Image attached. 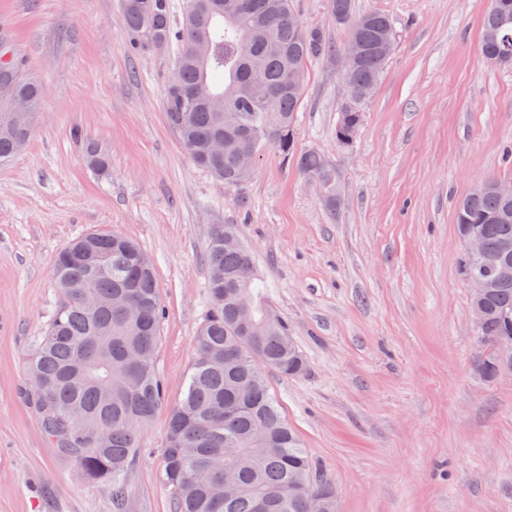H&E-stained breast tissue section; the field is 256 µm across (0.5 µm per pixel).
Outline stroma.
Returning a JSON list of instances; mask_svg holds the SVG:
<instances>
[{
	"label": "stroma",
	"instance_id": "stroma-1",
	"mask_svg": "<svg viewBox=\"0 0 512 512\" xmlns=\"http://www.w3.org/2000/svg\"><path fill=\"white\" fill-rule=\"evenodd\" d=\"M386 15L394 50L350 144L329 0H292L334 50L304 66L297 150L331 165V187L264 145L228 186L182 151L164 112L175 48L131 45L122 0H0V39L43 90L26 148L0 162V512H175L160 477L168 407L182 396L210 306L212 225L253 252L271 312L308 370L267 378L336 512H512V370L490 353L459 271L456 204L480 182H512V64L481 53L491 0H352ZM107 154V174L83 141ZM99 227L152 258L164 315L156 368L166 407L144 429L114 503L50 448L29 404L25 361L59 303L56 254ZM500 354L499 357L502 361V363L506 366H511L512 364V343H505L500 347L499 350ZM502 363L497 359L495 351L493 353H490L486 358H484L479 367L481 373L487 377V378H493L495 377L500 370L502 369L503 365Z\"/></svg>",
	"mask_w": 512,
	"mask_h": 512
}]
</instances>
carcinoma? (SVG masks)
Masks as SVG:
<instances>
[{
    "mask_svg": "<svg viewBox=\"0 0 512 512\" xmlns=\"http://www.w3.org/2000/svg\"><path fill=\"white\" fill-rule=\"evenodd\" d=\"M226 0H183L182 19L172 21L171 0H123V24L131 39L150 48L177 47L164 97L167 121L195 164L227 185L240 181V148L253 154L266 143L283 156L294 150V126L303 89L288 86V70L327 51L317 31L288 24L291 0H242L245 12L225 14ZM351 28L347 45L359 61L349 81L363 91L341 106L336 132L356 133L362 109L381 79L392 49L381 38L391 27L380 13L355 15L351 0H330ZM497 27L500 41L482 45L512 61V3L492 2L483 28ZM263 81L282 88L272 110L250 99L243 87ZM39 86L21 62L0 51V161L19 154L31 127L14 110L41 109ZM88 165L109 168L107 155L89 142ZM300 172L323 185L333 172L315 150L297 156ZM506 202L491 191L465 196L457 206L458 231L480 224L486 259L460 258L463 278L482 274L501 242L512 241V219L501 220ZM227 227H212L207 248L212 307L194 340V356L182 399L168 420L161 479L176 512H336V487L317 468L288 424L263 370L285 376L305 370V358L288 325L271 315L258 278L238 279L252 260L246 246L224 245ZM53 278L61 300L27 363L28 396L45 437L85 476L125 495L124 475L137 457L140 436L165 403L155 367L162 307L152 260L130 238L100 229L64 247ZM482 340L512 341V287L492 288L481 299ZM255 336L256 347L247 337ZM108 430L105 442L96 436Z\"/></svg>",
    "mask_w": 512,
    "mask_h": 512,
    "instance_id": "cac0c4a2",
    "label": "carcinoma"
}]
</instances>
